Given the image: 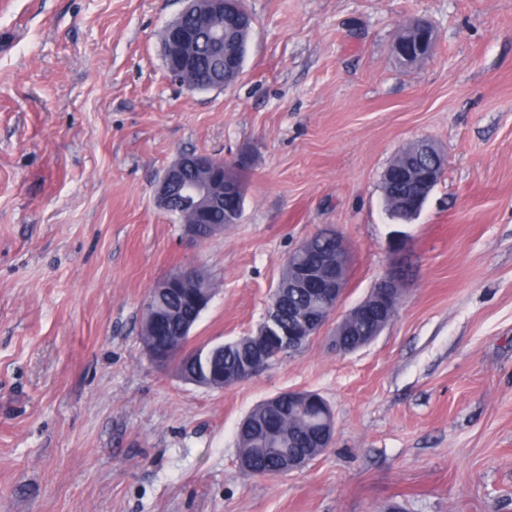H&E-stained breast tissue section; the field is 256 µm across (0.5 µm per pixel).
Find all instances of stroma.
Instances as JSON below:
<instances>
[{"mask_svg":"<svg viewBox=\"0 0 512 512\" xmlns=\"http://www.w3.org/2000/svg\"><path fill=\"white\" fill-rule=\"evenodd\" d=\"M244 72L172 83L182 0H0V512H512V0H245ZM437 34L400 65L399 26ZM433 141L447 166L411 224L381 178ZM245 160L239 223L188 245L155 186L179 152ZM334 226L344 308L387 270L394 319L327 336L221 390L157 367L144 299L191 264L216 286L189 345L255 330L285 260ZM319 393L332 444L254 478L236 429ZM384 208L389 219L395 224H401L411 215L413 204L406 200L404 189L396 183L384 185L382 182Z\"/></svg>","mask_w":512,"mask_h":512,"instance_id":"stroma-1","label":"stroma"}]
</instances>
